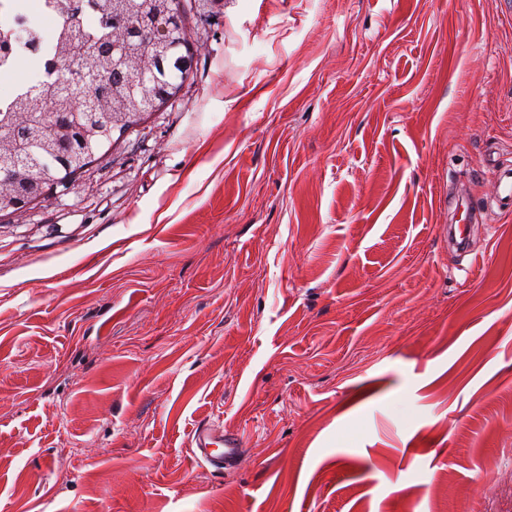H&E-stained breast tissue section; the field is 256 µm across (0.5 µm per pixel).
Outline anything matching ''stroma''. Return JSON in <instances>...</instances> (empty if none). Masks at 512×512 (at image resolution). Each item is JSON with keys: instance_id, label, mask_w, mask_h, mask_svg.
Returning a JSON list of instances; mask_svg holds the SVG:
<instances>
[{"instance_id": "35a3bbf8", "label": "stroma", "mask_w": 512, "mask_h": 512, "mask_svg": "<svg viewBox=\"0 0 512 512\" xmlns=\"http://www.w3.org/2000/svg\"><path fill=\"white\" fill-rule=\"evenodd\" d=\"M184 10L176 96L0 216V512H512V0ZM487 163L484 174L492 178L497 186L494 206L499 213L512 214V165L492 159ZM241 438L210 420L199 422L189 438L190 455L199 463H207L215 471L236 469L243 457Z\"/></svg>"}]
</instances>
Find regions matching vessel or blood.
Returning a JSON list of instances; mask_svg holds the SVG:
<instances>
[{
	"label": "vessel or blood",
	"instance_id": "1",
	"mask_svg": "<svg viewBox=\"0 0 512 512\" xmlns=\"http://www.w3.org/2000/svg\"><path fill=\"white\" fill-rule=\"evenodd\" d=\"M484 173L497 186L495 208L499 213L512 214V165L495 160L486 164ZM189 447L195 462L209 464L219 472L237 468L243 457L239 435L209 420L195 426Z\"/></svg>",
	"mask_w": 512,
	"mask_h": 512
}]
</instances>
